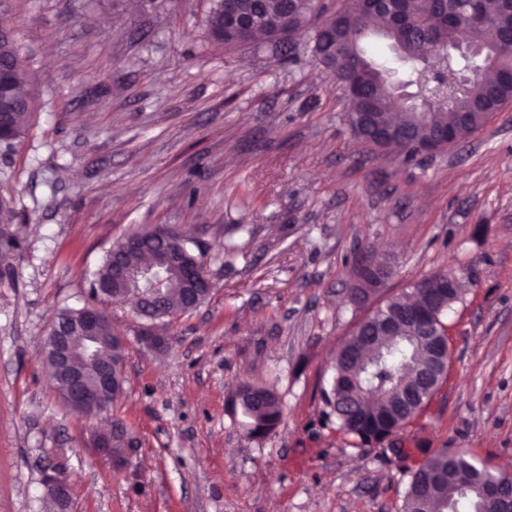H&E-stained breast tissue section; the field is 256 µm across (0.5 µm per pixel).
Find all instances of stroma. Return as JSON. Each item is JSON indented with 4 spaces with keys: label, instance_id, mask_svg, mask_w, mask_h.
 Here are the masks:
<instances>
[{
    "label": "stroma",
    "instance_id": "obj_1",
    "mask_svg": "<svg viewBox=\"0 0 512 512\" xmlns=\"http://www.w3.org/2000/svg\"><path fill=\"white\" fill-rule=\"evenodd\" d=\"M211 6L11 0L0 14L39 104L0 159L19 243L0 264V512H49V464L72 512H400L406 467L440 448L512 472V103L454 147L372 152L308 35L285 54L263 38L227 49L209 37ZM140 225L194 236L213 290L166 327L162 350L140 341L130 305L101 300L126 340L102 419L139 442L119 470L89 448L99 421L65 405L43 343ZM368 250L391 266L384 295L441 271L465 288L447 379L405 459L322 414L336 349L367 313L347 290ZM244 380L273 386L285 409L260 439L231 408ZM41 484L43 496L52 500L57 505L59 512L69 511L71 500L69 485L56 468L44 469Z\"/></svg>",
    "mask_w": 512,
    "mask_h": 512
}]
</instances>
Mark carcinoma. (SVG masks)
<instances>
[{"mask_svg":"<svg viewBox=\"0 0 512 512\" xmlns=\"http://www.w3.org/2000/svg\"><path fill=\"white\" fill-rule=\"evenodd\" d=\"M293 13H288L283 0H264L262 19L256 33L288 48L287 29H310V43L315 60L330 78L338 83H352L360 67H370L364 75L363 92L351 99L348 112H359L370 103L383 120L414 131L415 138L424 139L435 128H456L461 138L469 136L461 120L469 117L484 126L493 113L492 92L508 91L512 79V56L496 53L493 41L512 33V10L500 7L499 0H398L401 20L389 13L372 15L366 0H344V5L330 10L325 0H295ZM496 17L498 32L486 36L482 54L476 58L448 57L447 43L461 19L475 8ZM209 36L225 46L241 45V41L224 30V13L220 3H214L209 19ZM377 38L395 43L403 53L395 57L405 76L403 83L416 88L421 98L431 97L426 68L420 64L423 53L435 60H445L450 71L464 74L475 72V78L462 90L436 105L408 106L395 112L394 86L389 81L388 61L369 56L364 42ZM0 64L10 68L12 80L8 91L0 94V111L7 125L0 148L8 152L24 139L34 112V101L23 92L28 79L24 58L13 37L0 30ZM9 208L0 200V261L16 248V237L9 230ZM182 264L199 265L205 269L204 254L193 237L183 236L178 247ZM165 253L160 249L129 250L123 254L128 275L124 279L112 276V250L104 252L99 264L89 274V296L92 300L110 299L121 303L137 294L160 298V304L141 318L156 325L192 311L188 306L190 290L177 269H164L159 280L145 281L141 269L147 265H163ZM363 284L351 289L352 300L361 304L376 294L389 276L385 263L370 258L359 266ZM417 297L410 304L401 296H392L379 306L399 317L398 330L391 336L382 335L378 321L368 314L352 330L339 348L328 387L320 389L327 408L326 420H336L339 430L359 440L361 445H379L390 441L412 421L427 412L434 395L419 398V410L399 418L394 407L399 400L401 385L426 365L433 356L434 344L444 340L448 310L460 300L461 284L435 295L436 289L411 285ZM234 412L240 413L246 435L260 438L272 432L282 421L284 408L274 388L250 380L241 382L233 397ZM408 482L401 512H433L442 503L446 512H487L478 490L497 475L476 456L459 451L448 455L443 449L407 471Z\"/></svg>","mask_w":512,"mask_h":512,"instance_id":"cac0c4a2","label":"carcinoma"}]
</instances>
